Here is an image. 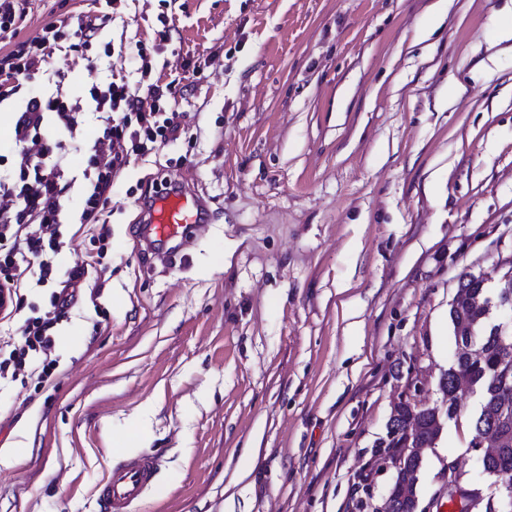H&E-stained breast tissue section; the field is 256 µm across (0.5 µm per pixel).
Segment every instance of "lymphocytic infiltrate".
Listing matches in <instances>:
<instances>
[{
	"label": "lymphocytic infiltrate",
	"instance_id": "lymphocytic-infiltrate-1",
	"mask_svg": "<svg viewBox=\"0 0 512 512\" xmlns=\"http://www.w3.org/2000/svg\"><path fill=\"white\" fill-rule=\"evenodd\" d=\"M97 32L94 20L71 26L68 18L47 24L39 41L16 42L13 49L0 51V101L22 90V79L43 70L54 51L66 50L68 42L89 45ZM173 83L153 81L145 91L133 88L124 78L105 86H91L83 97L70 99L55 91L29 98L14 125L17 162L13 171L0 174V196L15 207L0 216V316L10 317L24 302L28 284L59 282L51 295V308L44 315L27 319L22 340L0 360V381L15 380L18 370L28 369L37 383L51 376L49 358L55 346L54 329L67 317L81 289L97 298L101 284L87 286L90 268L105 258L110 237L101 217L112 190V182L130 159L156 153L178 129V114L170 106ZM91 102L100 119L95 144L86 149L80 171H73L49 145L38 144L45 124L69 132L84 121V102ZM83 182L81 208L76 217L65 209L68 192ZM76 221L98 227L100 243L95 255L74 263L59 274L54 263L62 224Z\"/></svg>",
	"mask_w": 512,
	"mask_h": 512
}]
</instances>
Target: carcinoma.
<instances>
[{
  "instance_id": "obj_1",
  "label": "carcinoma",
  "mask_w": 512,
  "mask_h": 512,
  "mask_svg": "<svg viewBox=\"0 0 512 512\" xmlns=\"http://www.w3.org/2000/svg\"><path fill=\"white\" fill-rule=\"evenodd\" d=\"M458 289L468 292V299L458 305L450 304L449 319L453 332L464 328L469 332L470 348L458 353L448 369L441 373L438 390L442 394L439 412L430 408L403 406L391 413L387 432L394 437L387 441L386 451L401 455L417 442L436 443L438 434L432 430L436 414L455 420L462 412L458 394L459 382L465 388H475L479 409L473 419V439L493 431L496 437L494 452L481 457L483 472L490 477L512 480V403L504 405L505 395H512V324L491 323L494 308L512 310V288L503 284L492 289L485 280L472 275L463 276ZM415 421L411 434H406L408 421ZM422 460L410 458L407 468L394 475L388 489L394 512H414L418 497L416 484ZM485 512H512V497L498 491L486 502Z\"/></svg>"
}]
</instances>
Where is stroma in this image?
I'll return each mask as SVG.
<instances>
[{"label":"stroma","instance_id":"stroma-1","mask_svg":"<svg viewBox=\"0 0 512 512\" xmlns=\"http://www.w3.org/2000/svg\"><path fill=\"white\" fill-rule=\"evenodd\" d=\"M433 2L26 0L20 39L63 16L98 30L0 102V170L25 98L139 84L163 17L152 74L180 129L113 182L107 285L58 325L48 382L0 387V450L24 459L0 466V512H100L139 437L159 484L132 512H376L394 472L362 468L400 392L440 406L461 276L512 269V54L492 45L512 0L439 21ZM166 177L212 215L169 252L131 192ZM462 404L423 452L419 512L448 499L444 456L490 491Z\"/></svg>","mask_w":512,"mask_h":512}]
</instances>
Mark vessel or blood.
<instances>
[{
	"instance_id": "vessel-or-blood-1",
	"label": "vessel or blood",
	"mask_w": 512,
	"mask_h": 512,
	"mask_svg": "<svg viewBox=\"0 0 512 512\" xmlns=\"http://www.w3.org/2000/svg\"><path fill=\"white\" fill-rule=\"evenodd\" d=\"M145 226L148 239L163 246L186 238L208 221L207 208L198 196L180 182L171 188L158 190L147 209ZM158 462L150 456H140L113 467L99 487L100 512H131L155 483Z\"/></svg>"
}]
</instances>
